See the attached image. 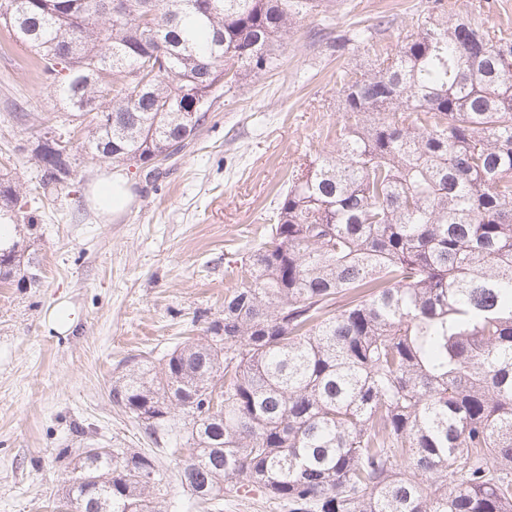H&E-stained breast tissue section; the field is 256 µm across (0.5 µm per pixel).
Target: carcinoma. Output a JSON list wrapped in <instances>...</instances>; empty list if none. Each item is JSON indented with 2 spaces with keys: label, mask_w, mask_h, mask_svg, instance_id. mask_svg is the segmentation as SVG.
I'll use <instances>...</instances> for the list:
<instances>
[{
  "label": "carcinoma",
  "mask_w": 512,
  "mask_h": 512,
  "mask_svg": "<svg viewBox=\"0 0 512 512\" xmlns=\"http://www.w3.org/2000/svg\"><path fill=\"white\" fill-rule=\"evenodd\" d=\"M0 0L74 153L166 161L223 94L278 66L322 0ZM339 145L277 195L224 314L112 381L195 502L227 483L288 512H512V34L443 0L343 78ZM41 196L76 177L37 143ZM28 204L0 163V288L40 283ZM142 448L83 449L72 512H160Z\"/></svg>",
  "instance_id": "1"
}]
</instances>
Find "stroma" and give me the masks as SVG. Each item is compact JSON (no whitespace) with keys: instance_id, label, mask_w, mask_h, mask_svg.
Here are the masks:
<instances>
[{"instance_id":"1","label":"stroma","mask_w":512,"mask_h":512,"mask_svg":"<svg viewBox=\"0 0 512 512\" xmlns=\"http://www.w3.org/2000/svg\"><path fill=\"white\" fill-rule=\"evenodd\" d=\"M428 0H333L294 19L275 70L224 94L176 161L149 172L78 160L77 175L32 204L40 259L36 288H0V512H58L80 449L174 447L175 434L151 442L113 406L112 381L144 357L161 358L200 333L201 316L224 295L250 249L271 231L261 221L291 175L333 150L344 122L339 76L371 68L356 42L375 19L394 49ZM476 23L512 33V0H447ZM352 40L348 54L331 44ZM0 162L19 187L37 181L30 143L60 104L34 70L30 50L0 27ZM127 181L132 199L117 217L101 214L92 188ZM75 316L55 323L59 308ZM91 427L80 437L75 424ZM161 512H202L168 456Z\"/></svg>"}]
</instances>
